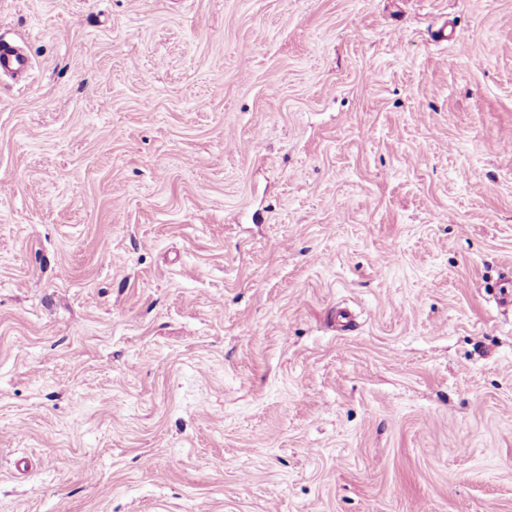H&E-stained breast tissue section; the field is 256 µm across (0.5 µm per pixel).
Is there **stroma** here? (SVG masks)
<instances>
[{
    "label": "stroma",
    "instance_id": "1",
    "mask_svg": "<svg viewBox=\"0 0 512 512\" xmlns=\"http://www.w3.org/2000/svg\"><path fill=\"white\" fill-rule=\"evenodd\" d=\"M0 33V512H512V0ZM29 66L28 56L15 44L2 39L0 35V73L22 75Z\"/></svg>",
    "mask_w": 512,
    "mask_h": 512
}]
</instances>
